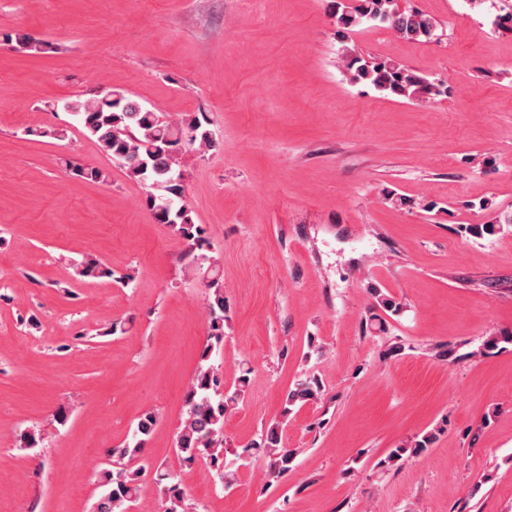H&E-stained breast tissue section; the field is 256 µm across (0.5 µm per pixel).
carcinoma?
<instances>
[{
	"label": "carcinoma",
	"mask_w": 512,
	"mask_h": 512,
	"mask_svg": "<svg viewBox=\"0 0 512 512\" xmlns=\"http://www.w3.org/2000/svg\"><path fill=\"white\" fill-rule=\"evenodd\" d=\"M363 22H375L409 40L430 38L437 28L431 17L418 11L401 9L398 0H362L355 11H346L338 17V23L346 29ZM7 39L36 52L45 45V42L24 32L9 34ZM348 69L353 71V80L366 81L379 91L409 100L445 94L443 85L430 82L414 71L385 59L366 61L356 56L349 61ZM64 109L95 138L107 155L126 168L129 176L146 187L145 203L155 221L171 226L186 241V255L192 267L200 271L204 269V264H209L206 307L210 332L184 394L185 412L176 435L175 448L185 463L204 460L210 475L230 488L235 482V471L226 458L224 418L242 399L250 370L244 371L236 386L228 390L221 388L214 357L220 354L224 346V289L220 276L212 269L214 263L211 257L203 253L204 249L210 247L207 231L193 222L181 175L175 171L182 153L209 151L217 147L216 138L209 129V119L206 113L201 112L176 123L166 122L158 113L140 105L124 92L112 89L89 97L78 95L68 100ZM72 171L88 181L104 182L107 179L105 172L95 166H76ZM156 189L161 190V194H155ZM76 272L87 279L112 276V272L104 268L97 256L90 252L76 264ZM319 392L317 381H298L284 395L283 415H288L296 406L316 400ZM157 421L158 417L152 411L142 414L130 438L123 445L108 451L114 466L104 467L98 472V481L104 493L94 504L93 512H128L136 501L138 478L142 471L150 467V463L143 460L137 469L131 470L121 466V462L141 454ZM432 441V436L425 435L406 446H398L390 451L387 463L396 465L417 456ZM251 447L263 454L265 478H281L294 469L298 449L284 446L282 423L275 421L269 424ZM175 479L174 474H161V480L167 481L163 487L165 512H193V507Z\"/></svg>",
	"instance_id": "obj_1"
}]
</instances>
